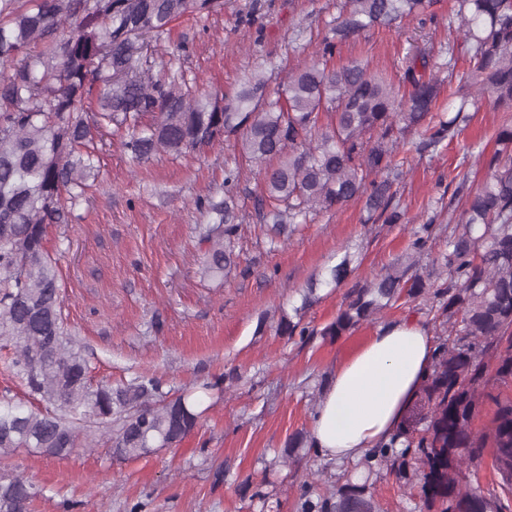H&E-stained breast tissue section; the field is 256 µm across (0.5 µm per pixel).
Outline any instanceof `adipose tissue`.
<instances>
[{
  "instance_id": "ef3b65f1",
  "label": "adipose tissue",
  "mask_w": 512,
  "mask_h": 512,
  "mask_svg": "<svg viewBox=\"0 0 512 512\" xmlns=\"http://www.w3.org/2000/svg\"><path fill=\"white\" fill-rule=\"evenodd\" d=\"M435 353L434 336L423 321L379 325L339 362L313 411L310 438L316 454L343 465L390 443L427 380Z\"/></svg>"
}]
</instances>
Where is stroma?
<instances>
[{
    "mask_svg": "<svg viewBox=\"0 0 512 512\" xmlns=\"http://www.w3.org/2000/svg\"><path fill=\"white\" fill-rule=\"evenodd\" d=\"M340 0H217L205 16L173 25L167 50L185 45L178 62L201 90L231 94L254 73L270 86L286 83L298 65L316 60L310 38L324 34ZM453 0H432L424 21L379 27L343 43L332 63L369 61L394 74L408 45L448 40ZM506 113L484 105L453 141L416 152L419 134L398 150L403 174L397 198L404 224H371L360 201L318 213L288 240L271 245L258 214L255 167L230 145L136 162L122 136L98 144L99 175L68 223L47 228L46 247L62 279L63 312L85 345L93 382L115 384L156 374L170 394L205 382L202 424L180 445L133 460L107 445L75 448L64 457L20 449L0 456V476L26 477L40 491L32 512H301L305 499L335 490L339 466L306 448L285 458L289 438L308 431L310 395L329 384L341 358L375 326L329 338L347 292L391 262L406 260L412 231L447 207L450 176L470 185L486 177L468 152L492 154ZM238 169L233 188L237 268L228 278L203 272V227L224 199V171ZM361 264L344 284H322L344 253ZM317 300L303 308L309 336L277 331L281 317L302 308L306 288Z\"/></svg>",
    "mask_w": 512,
    "mask_h": 512,
    "instance_id": "stroma-1",
    "label": "stroma"
}]
</instances>
